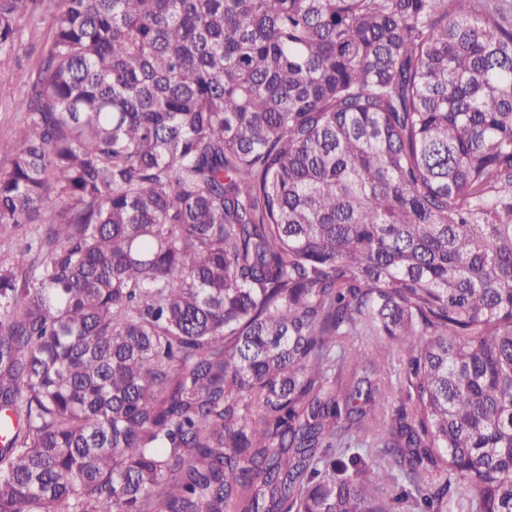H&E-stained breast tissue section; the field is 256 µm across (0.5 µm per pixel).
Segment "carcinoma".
I'll return each mask as SVG.
<instances>
[{"instance_id": "obj_1", "label": "carcinoma", "mask_w": 512, "mask_h": 512, "mask_svg": "<svg viewBox=\"0 0 512 512\" xmlns=\"http://www.w3.org/2000/svg\"><path fill=\"white\" fill-rule=\"evenodd\" d=\"M501 2L58 0L0 167V512H512Z\"/></svg>"}]
</instances>
